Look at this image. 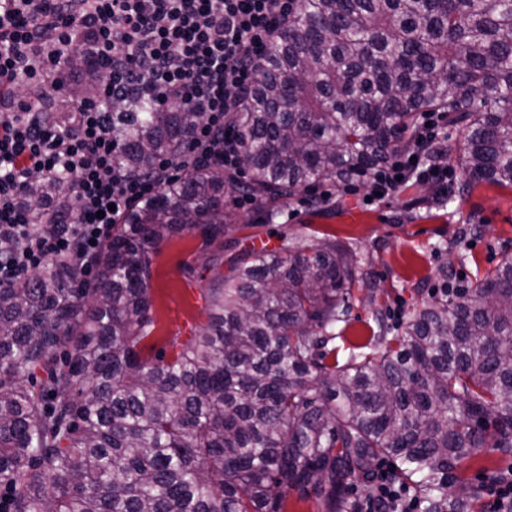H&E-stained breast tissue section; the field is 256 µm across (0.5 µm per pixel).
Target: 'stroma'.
<instances>
[{
    "label": "stroma",
    "mask_w": 512,
    "mask_h": 512,
    "mask_svg": "<svg viewBox=\"0 0 512 512\" xmlns=\"http://www.w3.org/2000/svg\"><path fill=\"white\" fill-rule=\"evenodd\" d=\"M431 181L410 179L397 194L367 202V186L342 190L324 184L314 203L298 193L273 215L258 204L238 208L224 238L231 256L251 245L274 248L283 237L304 243L333 239L361 261L369 283L358 293L335 341L339 361L370 336H396L413 304L438 295L446 283L468 287L512 255V189L479 182L449 204L428 203ZM200 237L183 234L163 243L152 263L155 351H170L207 322L204 296L213 272Z\"/></svg>",
    "instance_id": "1"
}]
</instances>
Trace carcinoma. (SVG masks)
I'll list each match as a JSON object with an SVG mask.
<instances>
[{
	"instance_id": "cac0c4a2",
	"label": "carcinoma",
	"mask_w": 512,
	"mask_h": 512,
	"mask_svg": "<svg viewBox=\"0 0 512 512\" xmlns=\"http://www.w3.org/2000/svg\"><path fill=\"white\" fill-rule=\"evenodd\" d=\"M297 2L235 116L247 181L193 169L124 214L92 281L49 261L0 288V512H284L294 491L344 512L380 459L420 512H478L461 467L512 459V256L341 366L327 345L366 285L360 260L326 240L224 262L225 199L364 184L427 112L468 129L448 152L470 179L512 188V0ZM99 82L79 69L72 97ZM50 107L68 123L70 100ZM199 122L181 106L112 113L118 166L152 171ZM33 195L75 212L67 175ZM185 233L209 251L208 321L151 355L153 258Z\"/></svg>"
}]
</instances>
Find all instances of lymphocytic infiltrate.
<instances>
[{
  "label": "lymphocytic infiltrate",
  "mask_w": 512,
  "mask_h": 512,
  "mask_svg": "<svg viewBox=\"0 0 512 512\" xmlns=\"http://www.w3.org/2000/svg\"><path fill=\"white\" fill-rule=\"evenodd\" d=\"M296 0H0V288L52 257L78 272L96 267L112 226L167 181L206 163L234 174L244 144L234 120ZM102 76L97 93L73 100L67 125L45 120L48 100L72 78L75 39ZM180 105L199 112L185 151L127 176L115 164L110 108ZM444 116L424 115L412 152L377 168L371 192L390 195L417 176L444 186L448 168L423 159L440 142ZM73 178L76 216L27 204L32 178ZM366 512H416L408 489L382 465Z\"/></svg>",
  "instance_id": "obj_1"
}]
</instances>
